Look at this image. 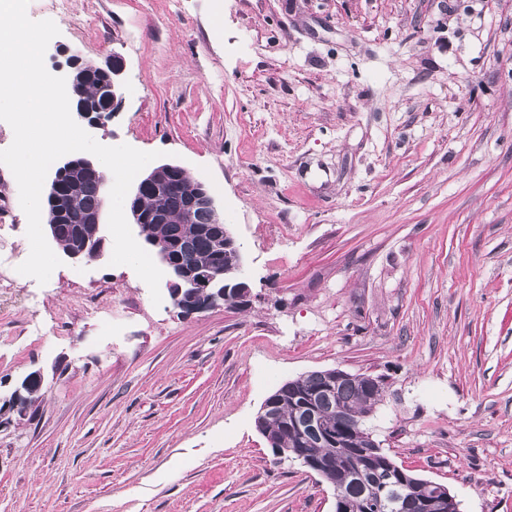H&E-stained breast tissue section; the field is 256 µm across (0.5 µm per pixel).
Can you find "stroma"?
Returning a JSON list of instances; mask_svg holds the SVG:
<instances>
[{"instance_id": "1", "label": "stroma", "mask_w": 512, "mask_h": 512, "mask_svg": "<svg viewBox=\"0 0 512 512\" xmlns=\"http://www.w3.org/2000/svg\"><path fill=\"white\" fill-rule=\"evenodd\" d=\"M121 56L101 144L173 154L242 247L246 308L181 317L108 260L28 256L0 164V512H333L256 417L297 376L384 377L368 426L462 512H512V0H30ZM15 390H19V394L16 396L15 393H13L8 400V405L9 408L13 410L14 406L17 404L16 411L20 415H22L24 412L27 414L29 411H31L36 402H38V400L44 394L43 385H41L36 380L30 381L28 384L23 383V380H21Z\"/></svg>"}]
</instances>
